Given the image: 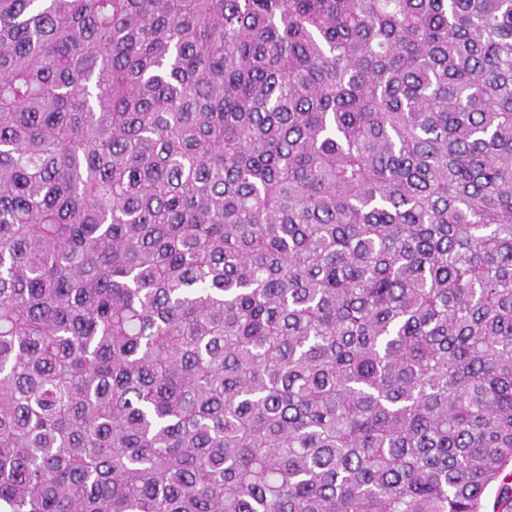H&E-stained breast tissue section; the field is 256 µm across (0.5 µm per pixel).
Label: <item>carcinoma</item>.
<instances>
[{"label": "carcinoma", "mask_w": 512, "mask_h": 512, "mask_svg": "<svg viewBox=\"0 0 512 512\" xmlns=\"http://www.w3.org/2000/svg\"><path fill=\"white\" fill-rule=\"evenodd\" d=\"M512 0H0L9 512H512Z\"/></svg>", "instance_id": "carcinoma-1"}]
</instances>
